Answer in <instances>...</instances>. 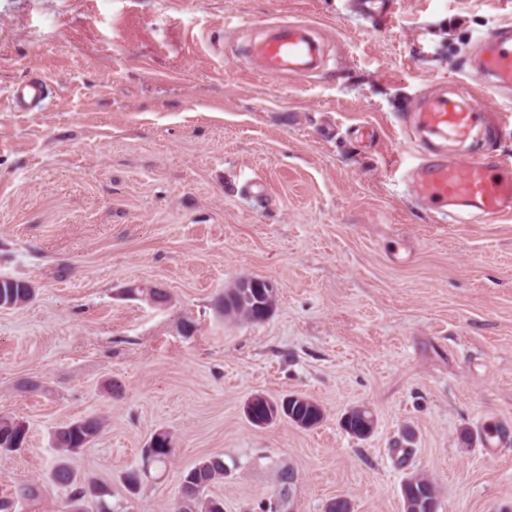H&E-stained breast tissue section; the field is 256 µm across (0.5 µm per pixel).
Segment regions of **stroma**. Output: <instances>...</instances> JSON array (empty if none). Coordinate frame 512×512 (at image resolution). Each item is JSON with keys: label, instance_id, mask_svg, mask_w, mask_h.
<instances>
[{"label": "stroma", "instance_id": "stroma-1", "mask_svg": "<svg viewBox=\"0 0 512 512\" xmlns=\"http://www.w3.org/2000/svg\"><path fill=\"white\" fill-rule=\"evenodd\" d=\"M387 9L0 0V277L35 290L0 309V418L29 435L0 451L15 512H67L53 433L85 417L105 427L69 464L122 512H172L182 472L208 457L224 476L204 495L224 512L337 498L403 512L412 473L436 480L439 512H512V217L440 222L402 179L407 115L430 93L463 86L486 112L512 110L473 66L512 0ZM268 22L314 25L328 69L253 75L241 31ZM34 76L49 98L13 111L11 88ZM242 278L276 288L260 323L218 306ZM290 393L323 421L246 418L252 395ZM356 406L376 416L365 439L340 425ZM159 433L171 462L129 494Z\"/></svg>", "mask_w": 512, "mask_h": 512}]
</instances>
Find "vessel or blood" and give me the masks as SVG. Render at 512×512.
Masks as SVG:
<instances>
[{
    "mask_svg": "<svg viewBox=\"0 0 512 512\" xmlns=\"http://www.w3.org/2000/svg\"><path fill=\"white\" fill-rule=\"evenodd\" d=\"M250 55L257 75L277 77L290 74L306 78L325 64L320 42L307 23L270 25L261 40L252 42ZM478 67L495 93L512 91V26L491 31L482 41ZM46 84L30 79L13 86L10 101L15 110L25 111L42 101ZM419 125L430 136L441 139V147L425 154L410 169L407 179L417 194L432 205L438 215L463 222L462 208L472 215L500 218L512 215V161H487L466 153L449 158L445 142L464 143L486 128V114L480 106L462 105L447 93L429 97L416 114Z\"/></svg>",
    "mask_w": 512,
    "mask_h": 512,
    "instance_id": "vessel-or-blood-1",
    "label": "vessel or blood"
}]
</instances>
